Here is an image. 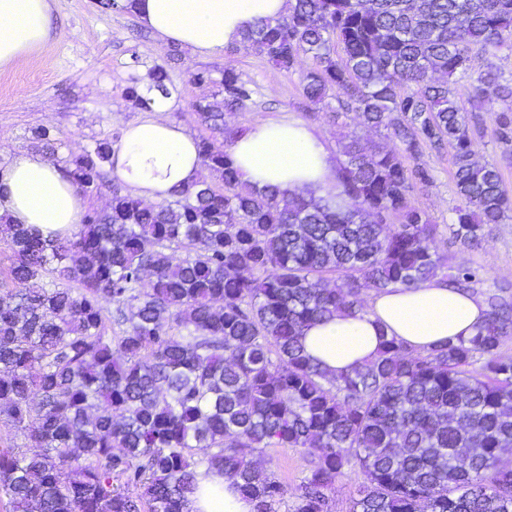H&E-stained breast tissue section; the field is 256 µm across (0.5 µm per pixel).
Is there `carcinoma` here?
Instances as JSON below:
<instances>
[{
	"label": "carcinoma",
	"mask_w": 512,
	"mask_h": 512,
	"mask_svg": "<svg viewBox=\"0 0 512 512\" xmlns=\"http://www.w3.org/2000/svg\"><path fill=\"white\" fill-rule=\"evenodd\" d=\"M286 21L245 40L273 66L302 72L303 96L336 95L359 123L395 141L343 145L338 197H287L244 183L227 149L199 141L209 177L147 204L112 191L109 209L45 239L8 224L10 289L0 293V421L28 443L0 448L9 512H189L201 472L237 480L254 512H331L347 469L364 481L350 512H512V295L485 296L470 336L417 352L394 337L376 358L336 374L304 332L367 308L363 292L416 288L448 273L437 225L408 200L405 159L453 150L461 205L449 229L474 245L512 212L498 167L476 160L472 106L512 110V79L469 73L473 53L512 44V0H290ZM342 43L336 54L335 41ZM150 90L170 95L166 68ZM224 111L193 104L220 129L251 89L232 67ZM112 142L73 161L79 192L101 188ZM397 223H390L391 219ZM190 246L183 256L176 252ZM266 448L309 463L288 488L255 466Z\"/></svg>",
	"instance_id": "1"
}]
</instances>
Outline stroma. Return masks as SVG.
Listing matches in <instances>:
<instances>
[{"label": "stroma", "mask_w": 512, "mask_h": 512, "mask_svg": "<svg viewBox=\"0 0 512 512\" xmlns=\"http://www.w3.org/2000/svg\"><path fill=\"white\" fill-rule=\"evenodd\" d=\"M158 64L165 66L171 80L167 119L216 147H225V131L288 117L321 134L335 155L350 137L366 145L381 139L378 132L361 126L354 112L339 110L337 102L310 105L302 95L300 70L276 68L249 47L194 56L189 49L158 40L132 13L102 8L99 0H53L50 39L24 65L0 67V167L14 154L34 152L70 171L75 155L114 140L141 117V108L128 100L126 90L134 86L147 93L148 73ZM228 65L247 82L252 96L242 110L225 113L223 130L213 131L198 123L193 105L204 97L222 106L221 79ZM200 73L207 83L195 82ZM505 110L500 102L485 105L473 112L471 124L479 158L499 166L504 188L512 194V152L499 139V117ZM406 164L428 171L429 181H414L409 203L437 224L441 254L478 271L474 295L512 283V218L494 225L474 247L462 246L449 230L460 203L451 149L426 147Z\"/></svg>", "instance_id": "obj_1"}]
</instances>
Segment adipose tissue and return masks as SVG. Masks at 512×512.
<instances>
[{"instance_id": "obj_1", "label": "adipose tissue", "mask_w": 512, "mask_h": 512, "mask_svg": "<svg viewBox=\"0 0 512 512\" xmlns=\"http://www.w3.org/2000/svg\"><path fill=\"white\" fill-rule=\"evenodd\" d=\"M53 0H0V66H19L50 35ZM139 25L163 42L212 56L243 42L247 26L285 15L287 0H131ZM156 102L123 132L114 171L140 198L158 201L194 184L201 161L197 142L169 122ZM232 157L240 178L287 195L306 190L325 195L336 188L337 163L322 138L296 119L260 122L238 133ZM85 205L72 179L39 153L15 155L0 169V216L37 228L44 238L74 229ZM484 304L435 279L416 288L374 294L367 313L339 316L311 326L304 343L330 369L374 358L381 335L396 336L419 351L453 336L469 335L485 318ZM191 512H253V504L224 474L199 476Z\"/></svg>"}]
</instances>
